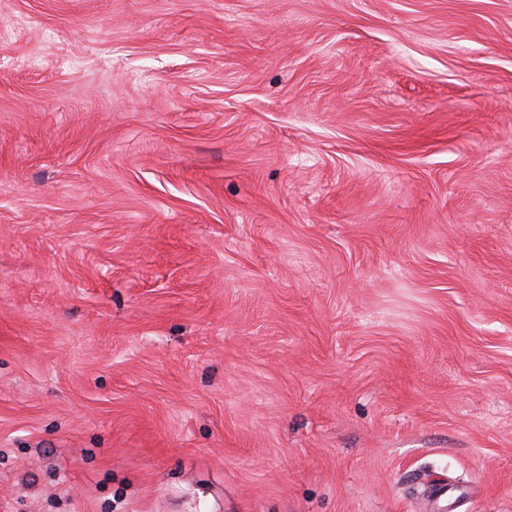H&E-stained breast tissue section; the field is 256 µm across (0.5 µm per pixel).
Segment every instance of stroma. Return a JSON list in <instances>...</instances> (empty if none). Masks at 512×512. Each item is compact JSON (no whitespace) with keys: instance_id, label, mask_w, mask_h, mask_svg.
Wrapping results in <instances>:
<instances>
[{"instance_id":"35a3bbf8","label":"stroma","mask_w":512,"mask_h":512,"mask_svg":"<svg viewBox=\"0 0 512 512\" xmlns=\"http://www.w3.org/2000/svg\"><path fill=\"white\" fill-rule=\"evenodd\" d=\"M0 512H512V0H0Z\"/></svg>"}]
</instances>
